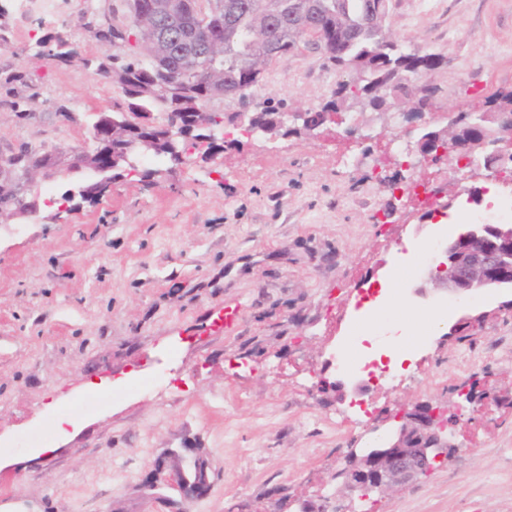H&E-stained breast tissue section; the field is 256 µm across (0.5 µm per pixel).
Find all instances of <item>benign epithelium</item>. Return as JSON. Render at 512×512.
I'll use <instances>...</instances> for the list:
<instances>
[{"label":"benign epithelium","mask_w":512,"mask_h":512,"mask_svg":"<svg viewBox=\"0 0 512 512\" xmlns=\"http://www.w3.org/2000/svg\"><path fill=\"white\" fill-rule=\"evenodd\" d=\"M150 15L160 19L161 28L154 40L164 41L182 25L180 0H155ZM288 17L316 34L312 27V11L308 0H288ZM496 124L491 134H484L465 147L453 145L439 153L461 152L460 161L494 173L512 163V112L486 113ZM105 158L103 172H115L129 164L127 155L111 152L104 156L76 147L72 151L70 169L79 170L93 158ZM107 180L92 187L70 191L62 207L70 208L75 198L82 200L103 191ZM467 242L450 240L440 250L439 261L431 278L434 286L457 294H477L491 288H512V225L473 224L466 235ZM401 424L363 448H350L346 457L360 465V471L337 472L341 486L350 494L366 498L372 493L383 495L418 480L432 464L448 456V442L441 433L447 423L440 420L437 409L429 404L416 406L400 417ZM179 467L165 477V484L176 486L185 498H203L211 488L208 465L194 448H184L178 455Z\"/></svg>","instance_id":"1"}]
</instances>
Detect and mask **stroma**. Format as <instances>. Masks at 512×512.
<instances>
[{"mask_svg":"<svg viewBox=\"0 0 512 512\" xmlns=\"http://www.w3.org/2000/svg\"><path fill=\"white\" fill-rule=\"evenodd\" d=\"M118 0H0V67L24 70L38 93L28 118L0 104V149L28 146L68 162L94 150L92 125L120 87L95 68L37 56L62 34L82 56L102 46L83 19L103 21ZM389 30L407 51L437 53L421 74L436 93L422 117L411 103L383 114L353 105L342 123L262 134L249 115L273 106L316 111L336 87L324 55L302 47L273 61L245 99H216L214 140L183 138L180 159L138 153L97 200L58 214L53 199L93 180L36 178L33 219L0 218V503L14 512H295L309 499L357 512L336 473L355 443L428 402L451 415L455 453L402 490L373 497L376 512H512V289L414 292L429 279L455 214L512 209L495 177L462 176L454 155L431 163L414 147L424 125L486 109L512 90V0H389ZM68 116H60L58 106ZM437 189L429 211L394 198L393 168ZM425 260L404 259L405 241ZM239 305L237 328L213 325ZM443 315L430 329L429 315ZM482 315L449 337L453 319ZM428 337L412 355L419 380L374 390L372 411H349L326 367L344 337L391 354L401 326ZM148 381L100 409L99 392ZM484 382L502 405L466 404L460 386ZM74 423L57 429L59 414ZM197 448L212 489L202 499L144 483L171 452Z\"/></svg>","mask_w":512,"mask_h":512,"instance_id":"1","label":"stroma"}]
</instances>
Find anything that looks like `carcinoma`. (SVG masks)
<instances>
[{
  "instance_id": "cac0c4a2",
  "label": "carcinoma",
  "mask_w": 512,
  "mask_h": 512,
  "mask_svg": "<svg viewBox=\"0 0 512 512\" xmlns=\"http://www.w3.org/2000/svg\"><path fill=\"white\" fill-rule=\"evenodd\" d=\"M236 4V28L224 29V0H184L189 16L186 29L177 40L154 55L144 53L151 43L155 23L149 16L139 24L128 27L112 21L106 26L88 22L86 28L105 47L122 46L123 54H103L95 59L80 57L70 43L59 33H46L36 40L37 55L58 64L79 62L96 66L98 72L117 84L126 102L112 105L116 137L107 138L106 124L95 123L94 135L100 136L97 147L104 152L119 150L133 156L137 150L155 156L169 157L174 148L162 138V131L145 122L158 105L164 107L168 117L179 119L189 127L195 113L203 112L206 103L215 96L245 98L246 92L257 85L264 68L271 63L260 51L269 33V13L275 0H230ZM320 17L319 32L331 47L328 62L340 74L352 80L336 83L333 99L321 110L307 115L302 127L317 126L326 114L340 112L345 107L348 93L364 101V106L377 110L397 97L423 98V93L434 95L436 89L418 83L420 72L434 70L443 63L435 53L406 52L390 38L386 30L388 0H313ZM282 26L288 33L281 39L283 53L299 48L305 34L288 27V19L281 16ZM212 36L224 38L222 54L214 59L206 55L207 42ZM205 69V75L198 70ZM28 85L24 72L0 69V98H6L10 110L18 117L29 115L32 97L18 94L17 86ZM275 107L255 113L254 129L265 131L273 125ZM19 179L34 162L58 161L48 153L21 147L8 157Z\"/></svg>"
}]
</instances>
